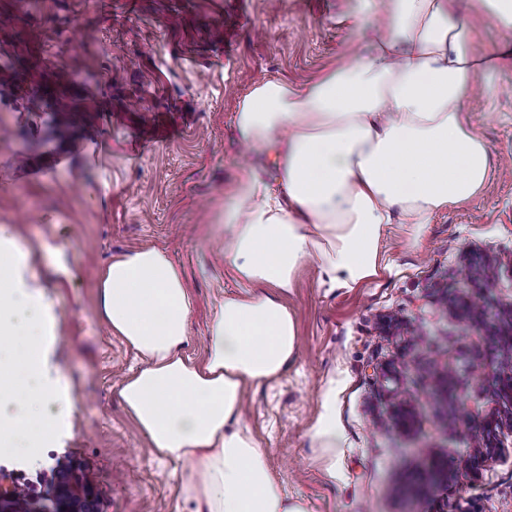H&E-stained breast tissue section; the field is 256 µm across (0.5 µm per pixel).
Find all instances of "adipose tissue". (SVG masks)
Segmentation results:
<instances>
[{
  "label": "adipose tissue",
  "instance_id": "1",
  "mask_svg": "<svg viewBox=\"0 0 512 512\" xmlns=\"http://www.w3.org/2000/svg\"><path fill=\"white\" fill-rule=\"evenodd\" d=\"M452 3L372 0L368 23L347 20L372 30L367 52L306 84L266 81L241 98L240 140L273 152L274 178L243 169L224 214V264L239 291L215 311L201 362L183 353L192 302L167 253L137 250L102 271L99 313L143 358L121 399L156 455L182 465L186 512H308L242 423L246 389L298 356L284 301L297 270L313 262L336 288L378 280L392 226L420 245L435 214L482 190L488 149L463 105L498 63L473 51V22L452 17ZM55 324L30 252L0 235V456L32 457L70 412ZM337 393L325 389L310 434L331 480L344 440Z\"/></svg>",
  "mask_w": 512,
  "mask_h": 512
}]
</instances>
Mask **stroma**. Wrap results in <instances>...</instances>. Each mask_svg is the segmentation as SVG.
<instances>
[{"instance_id": "stroma-1", "label": "stroma", "mask_w": 512, "mask_h": 512, "mask_svg": "<svg viewBox=\"0 0 512 512\" xmlns=\"http://www.w3.org/2000/svg\"><path fill=\"white\" fill-rule=\"evenodd\" d=\"M359 0H0V232L22 249L63 248L70 279L32 273L57 316L54 361L73 412L38 465L4 457L32 512H62L49 468L88 472L97 512H180V467L159 462L119 391L138 354L101 320L97 282L112 257L156 248L194 301L188 357L205 354L215 306L237 286L224 267V211L242 168L239 99L267 80L304 84L363 52L341 26ZM472 17L479 53L512 43ZM465 103L490 172L469 202L437 214L420 248L393 229L389 273L361 288L320 286L303 264L288 293L299 354L251 388L245 425L289 497L308 512H512V66L480 75ZM161 117L166 131H151ZM478 267L469 285L464 276ZM332 379L346 441L321 475L309 432ZM498 421L492 452L470 433Z\"/></svg>"}]
</instances>
